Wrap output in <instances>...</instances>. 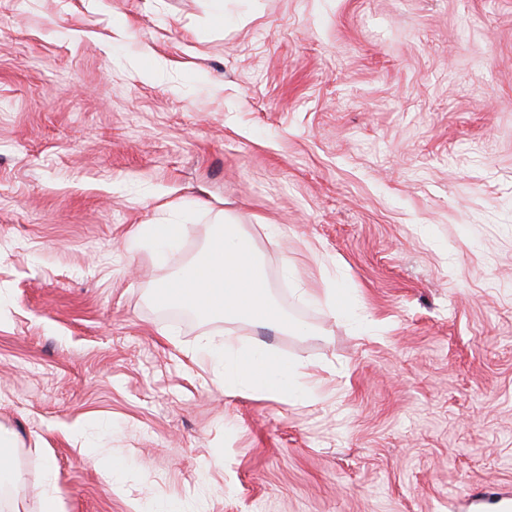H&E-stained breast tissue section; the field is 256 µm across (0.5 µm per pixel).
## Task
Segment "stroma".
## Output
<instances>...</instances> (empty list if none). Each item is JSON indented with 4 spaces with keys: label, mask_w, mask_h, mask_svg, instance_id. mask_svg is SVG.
Masks as SVG:
<instances>
[{
    "label": "stroma",
    "mask_w": 512,
    "mask_h": 512,
    "mask_svg": "<svg viewBox=\"0 0 512 512\" xmlns=\"http://www.w3.org/2000/svg\"><path fill=\"white\" fill-rule=\"evenodd\" d=\"M226 214L305 334L155 302ZM227 334L320 400L225 391ZM0 433V512H512V0H0ZM188 230L189 225L180 223L144 224L133 231L131 241L135 244L143 239H155L162 245H170L187 234Z\"/></svg>",
    "instance_id": "obj_1"
}]
</instances>
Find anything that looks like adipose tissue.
<instances>
[{
	"mask_svg": "<svg viewBox=\"0 0 512 512\" xmlns=\"http://www.w3.org/2000/svg\"><path fill=\"white\" fill-rule=\"evenodd\" d=\"M165 306L189 307L204 318L224 317L257 328L288 330V318L274 303L259 252L244 225L228 224L210 239L174 279L155 293ZM224 378L225 387L288 403L315 400L318 384L305 365L280 360L263 342L242 348L232 338L207 342L194 353Z\"/></svg>",
	"mask_w": 512,
	"mask_h": 512,
	"instance_id": "1",
	"label": "adipose tissue"
}]
</instances>
